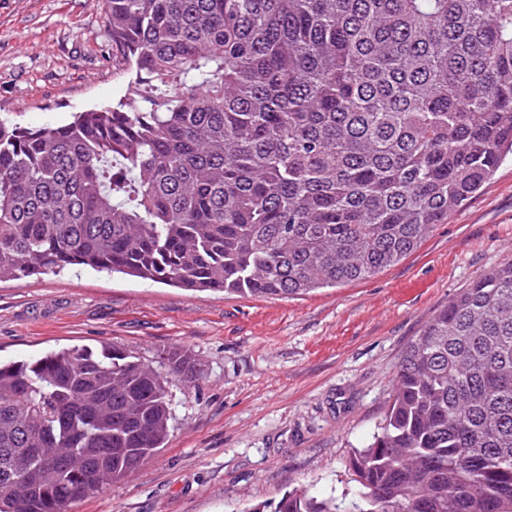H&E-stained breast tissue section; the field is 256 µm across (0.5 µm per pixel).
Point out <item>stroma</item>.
<instances>
[{
	"label": "stroma",
	"mask_w": 512,
	"mask_h": 512,
	"mask_svg": "<svg viewBox=\"0 0 512 512\" xmlns=\"http://www.w3.org/2000/svg\"><path fill=\"white\" fill-rule=\"evenodd\" d=\"M104 0H0V121L56 125L117 102ZM512 256V158L411 255L292 298L187 291L93 270L0 284V361L125 349L167 377L170 435L128 479L68 512H247L288 489L341 495L426 323ZM181 348L197 372L170 376Z\"/></svg>",
	"instance_id": "stroma-1"
}]
</instances>
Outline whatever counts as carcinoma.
Returning <instances> with one entry per match:
<instances>
[{
  "mask_svg": "<svg viewBox=\"0 0 512 512\" xmlns=\"http://www.w3.org/2000/svg\"><path fill=\"white\" fill-rule=\"evenodd\" d=\"M124 96L0 122V283L72 268L293 297L414 252L512 156V0H105ZM171 374L196 372L181 350ZM165 381L116 347L0 363V512H67L154 456ZM354 499L512 512V258L404 351Z\"/></svg>",
  "mask_w": 512,
  "mask_h": 512,
  "instance_id": "obj_1",
  "label": "carcinoma"
}]
</instances>
